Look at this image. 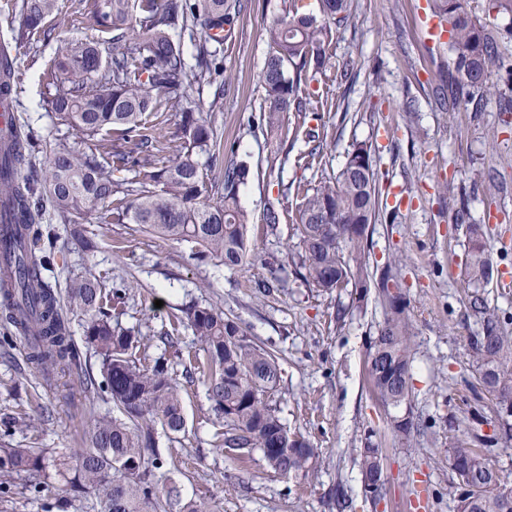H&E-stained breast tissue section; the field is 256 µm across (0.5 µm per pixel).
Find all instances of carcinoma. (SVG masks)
I'll return each instance as SVG.
<instances>
[{
  "instance_id": "carcinoma-1",
  "label": "carcinoma",
  "mask_w": 512,
  "mask_h": 512,
  "mask_svg": "<svg viewBox=\"0 0 512 512\" xmlns=\"http://www.w3.org/2000/svg\"><path fill=\"white\" fill-rule=\"evenodd\" d=\"M299 0H283V15L270 31L272 52L263 72L266 125L280 140L290 132L284 117L303 111L302 88L331 67L326 47L333 27L352 23V0H320L322 17L301 13ZM448 23V70L452 97L484 95L500 74L499 41L504 34L489 20L473 14L468 0H436ZM59 0H24L16 39L42 29L44 19L58 11ZM235 4L231 0H94L89 21L111 34L107 54L95 43L67 46L57 57L54 75L58 93L53 110L59 118L88 136L116 129L134 149L115 154L119 166L137 168L130 185L112 178V171L95 157L60 149L49 160L43 182L53 206L73 225L72 236L91 251L80 219L98 204L112 205L118 224H140L157 236L186 242L198 253L235 268L248 258L249 217L240 201L247 165L224 163V142L194 110L181 109L175 132V155L155 159L153 140L142 133L162 105H178L181 91L211 78L220 64L218 53L202 47L195 69L188 67L181 43L172 38L178 28H198L204 41L220 47ZM162 91L160 99L154 92ZM35 150L31 138L15 135L8 153L0 152V208L8 205L15 218L8 244L0 243V288L8 319L28 339V355L36 366L70 367L77 351L57 311V298L44 282L34 258L35 240L29 226L37 223L35 188L21 180L27 156ZM206 158L200 162V158ZM217 202H209L211 195ZM300 250L291 262L308 284L325 292L349 286L368 289L369 230L380 215L379 189L370 147L356 143L333 178H321L297 191ZM490 266L478 227L471 228L468 277L488 283ZM394 277L387 265L374 281L386 318L366 359L367 379L381 402L393 408L410 395V323L402 296L388 294ZM126 290H105L93 276L71 282L68 304L86 318L85 342L98 353L97 375L90 385L111 396L120 416L95 415L86 447L67 453L57 448H15L0 444V475L25 473L39 486L65 483L68 494H92L103 512H214L204 501L181 498L172 481L159 484L155 470L162 465L156 427L172 439L185 433L182 387L173 378L165 354L145 365L136 356L138 340L112 319V307ZM468 309L483 320L482 333L472 343L473 364L489 393L512 396V331L502 327L483 295L471 294ZM205 359L188 355L195 374L224 420L218 447L231 448L240 461L260 451L275 471L308 478L317 469L320 451L309 438L288 429L270 397L281 381L276 355L255 343L236 321L220 309L192 304L183 310ZM472 432L448 449V458L470 472L473 490L459 496L457 512H504L500 476ZM361 471H381V450L359 449Z\"/></svg>"
}]
</instances>
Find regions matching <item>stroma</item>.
<instances>
[{
  "instance_id": "1",
  "label": "stroma",
  "mask_w": 512,
  "mask_h": 512,
  "mask_svg": "<svg viewBox=\"0 0 512 512\" xmlns=\"http://www.w3.org/2000/svg\"><path fill=\"white\" fill-rule=\"evenodd\" d=\"M421 0H352L355 27L339 29L330 45L332 66L311 96L326 99L315 112H291L290 126L304 134L276 147L260 119L262 71L271 51L269 30L282 0H245L224 42L221 107L211 108L214 89L187 90L183 106L200 112L224 138V155L246 162L240 189L250 213V258L231 270L200 257L188 244L156 237L135 224H116L107 205L87 210L83 225L95 243L87 251L72 240L70 226L48 199L40 201L38 257L55 289L60 312L90 365L98 355L84 345V317L66 305L72 278L92 275L104 288L127 287L121 326L138 339L142 355L166 353L183 384L187 431L176 439L159 435L163 465L159 482L176 480L186 498H200L215 512H456L460 493L448 450L468 428L491 438L486 455L512 486V445L500 440L497 402L479 396L472 343L482 323L467 309L471 293L463 273L470 261L469 227L481 225L495 274L482 293L502 325L512 329V112L500 106L512 87L498 84L482 111L465 102L440 105L435 91L448 70L447 46L430 45L417 22ZM22 0H0V42L17 59L14 97L23 134L38 148L24 174L42 179L59 146L95 155L109 165L116 134L87 138L62 122L52 108L56 87L48 73L59 50L91 40L105 45L108 33L92 29L86 0H61L44 29L23 41L15 34ZM353 65L344 81L338 70ZM319 132L325 148L312 166L306 131ZM356 142L376 160L383 212L370 239L374 267L397 263V278L410 321V386L407 404L387 407L374 394L365 360L384 321L375 292L358 298L355 288L326 293L295 276L281 278L279 265L296 250V196L288 185H313L336 175ZM281 221H263L269 204ZM269 289H258V281ZM212 304L240 323L258 344L274 350L282 369L273 402L288 427L320 450L309 479L269 468L261 452L239 461L216 447L223 426L215 419L204 386L188 382L189 353L199 345L190 327L175 325L186 305ZM172 331L171 347L160 336ZM27 344L0 315V420L18 421L10 441L24 448L84 447L91 413L111 412L110 395L87 390L79 372H43L27 359ZM411 414L409 438L395 436L393 418ZM382 450L379 499L362 488L358 448ZM0 512H93L88 497L67 496L60 484L33 491L27 475L0 477Z\"/></svg>"
}]
</instances>
